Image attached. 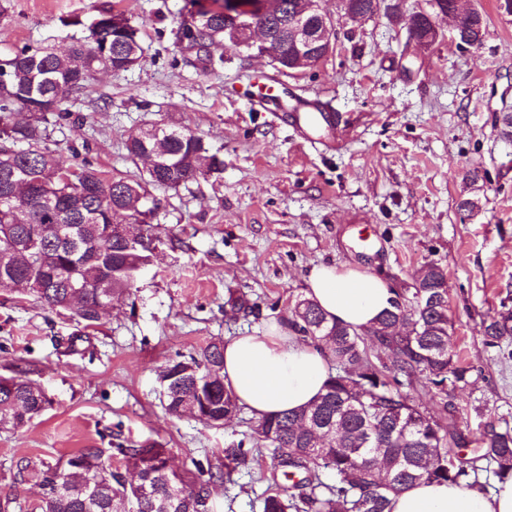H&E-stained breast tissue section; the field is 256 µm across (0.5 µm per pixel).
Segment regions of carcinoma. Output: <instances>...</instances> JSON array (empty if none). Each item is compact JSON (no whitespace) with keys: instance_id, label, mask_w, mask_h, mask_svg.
Masks as SVG:
<instances>
[{"instance_id":"1","label":"carcinoma","mask_w":512,"mask_h":512,"mask_svg":"<svg viewBox=\"0 0 512 512\" xmlns=\"http://www.w3.org/2000/svg\"><path fill=\"white\" fill-rule=\"evenodd\" d=\"M383 3L386 15L395 0H349L368 17ZM180 21L177 38L207 69L224 65V55L209 48L237 49L224 33V13L251 14L252 0H213L218 8L197 5ZM306 0H280L282 18L274 48L292 50L284 20ZM110 10L98 16L103 39L85 37L68 54L23 47L0 58V154H9L0 179L24 187L11 201L0 192V250L15 248L0 261V290L33 298L41 306L67 309L70 296L83 295V328L96 326V308L131 293L139 263L153 243L128 250L107 233L122 217L140 223V199L147 187L177 190L219 168L203 140L190 131L153 123L147 134L129 138L133 161L147 154L157 165L137 178L114 177L89 162L63 166L47 146L49 126L70 116L63 105L92 88L93 61L103 57L112 71L132 69L143 58L139 28H112ZM462 32L482 42L486 19L476 8L462 19ZM28 114L24 123L15 113ZM404 324L405 333L396 332ZM285 325L306 344L324 345L331 367L325 392L312 404L253 421L249 436L224 449L225 475L268 451L271 468L285 469V482L264 493L262 512H387L390 496L421 482H448L483 493L492 481L512 478V423L491 412L474 448L454 429L427 415L401 391L423 376L439 394L473 384L471 368L450 345L447 272L427 263L419 271L412 298L395 294L390 308L370 326L355 328L327 319L311 299H301ZM483 342L500 348L512 339V306L505 303L482 321ZM387 352L373 356L366 339ZM224 343L214 341L194 354L169 363L160 375L168 416L189 413L209 427H222L241 412L234 393L224 386ZM51 404L44 390L19 377H0V420L23 427ZM116 455L137 475L127 484L112 469L102 448H81L65 461L39 472L41 512H207L210 484L204 465L193 462L190 477L167 466L168 450L143 443ZM336 480L327 484L320 470Z\"/></svg>"}]
</instances>
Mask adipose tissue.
<instances>
[{"instance_id": "obj_1", "label": "adipose tissue", "mask_w": 512, "mask_h": 512, "mask_svg": "<svg viewBox=\"0 0 512 512\" xmlns=\"http://www.w3.org/2000/svg\"><path fill=\"white\" fill-rule=\"evenodd\" d=\"M307 295L328 319L369 325L389 308L392 293L380 277L351 265H319L307 280ZM328 377L327 359L274 324L234 337L224 345V384L255 417L297 410L312 403ZM390 512H512V479L491 494L465 487L419 483L392 495Z\"/></svg>"}]
</instances>
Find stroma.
Listing matches in <instances>:
<instances>
[{"mask_svg":"<svg viewBox=\"0 0 512 512\" xmlns=\"http://www.w3.org/2000/svg\"><path fill=\"white\" fill-rule=\"evenodd\" d=\"M187 3L6 0L0 16V57L66 48L104 9L140 30L141 63L98 74L93 96L68 102L70 118L51 131L62 164L139 176L145 164L124 144L158 121L192 130L222 162L179 190H153L161 241L133 294L95 328L0 294V376H22L52 401L26 427L0 424L9 512H40L38 471L81 448L154 441L177 471L203 459L223 471L225 447L253 416L221 428L168 418L158 373L209 342L286 319L321 264L358 266L407 297L424 264L445 267L451 343L475 384L446 403L422 379L407 393L436 417L454 413L470 440L485 409L512 420V353L485 347L480 332L487 313L512 305V141L499 121L512 110V17L497 0H472L486 17L482 45L445 39L418 55L405 48L407 18L343 21L335 51L288 77L228 49L222 69L204 68L177 39ZM263 74L337 114L342 147L304 140L286 113L254 112L244 91ZM466 199L476 209H463ZM238 298L253 310L232 309ZM272 484L265 465L251 464L217 481L210 512H261Z\"/></svg>","mask_w":512,"mask_h":512,"instance_id":"35a3bbf8","label":"stroma"}]
</instances>
